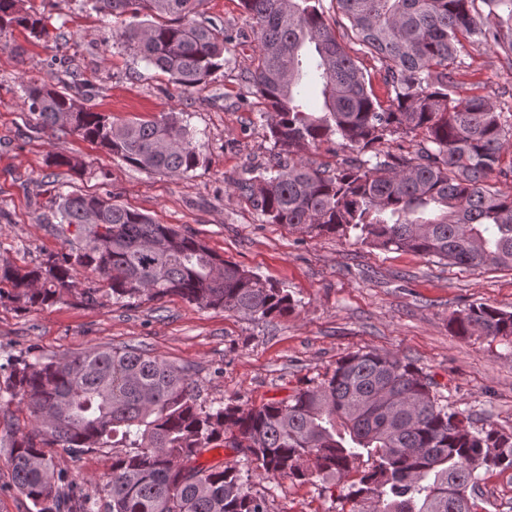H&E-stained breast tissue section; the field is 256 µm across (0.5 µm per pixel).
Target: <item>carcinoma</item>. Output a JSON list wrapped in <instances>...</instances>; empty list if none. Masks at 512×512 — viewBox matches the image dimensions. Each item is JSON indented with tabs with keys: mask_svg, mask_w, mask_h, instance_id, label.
Returning <instances> with one entry per match:
<instances>
[{
	"mask_svg": "<svg viewBox=\"0 0 512 512\" xmlns=\"http://www.w3.org/2000/svg\"><path fill=\"white\" fill-rule=\"evenodd\" d=\"M22 0H0V31L36 40L49 31ZM124 23V46L194 92L224 67L233 36L204 17L205 0H87ZM240 0L256 36L251 83L272 117L278 155L237 184L266 224L354 230L382 250L400 249L466 268H512V193L493 180L512 125L487 97H452L463 42L474 37L512 56V0ZM488 7L483 13L478 3ZM346 37L337 35L340 19ZM378 64L382 100L344 39ZM319 94L310 107L306 89ZM43 130L76 134L138 169L184 176L199 143L170 113L117 123L48 83L24 87ZM398 139V152L381 146ZM330 143L348 153L327 169L299 155ZM59 223L82 235L79 250L34 267L0 266V299L34 308L70 290L80 266L106 283L88 302L176 296L200 308L263 319L292 311L288 293L214 254L192 235L106 195L57 194ZM9 286L11 292L4 291ZM460 336L512 347V311L475 304L453 318ZM30 418L3 439L13 485L35 512H269L252 476L329 483L356 472L350 512H475L481 473L512 469V433L472 429L410 362L377 350L350 353L320 385L286 402L205 408L184 367L139 348L94 347L58 359H11L0 405ZM110 447L112 474L89 496L48 448L74 454ZM230 448L239 466H206ZM371 461L361 470V459Z\"/></svg>",
	"mask_w": 512,
	"mask_h": 512,
	"instance_id": "carcinoma-1",
	"label": "carcinoma"
}]
</instances>
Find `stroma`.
Here are the masks:
<instances>
[{"label": "stroma", "mask_w": 512, "mask_h": 512, "mask_svg": "<svg viewBox=\"0 0 512 512\" xmlns=\"http://www.w3.org/2000/svg\"><path fill=\"white\" fill-rule=\"evenodd\" d=\"M42 17L49 39L22 28L0 31V264L31 267L77 248L61 232L54 187L111 193L115 202L193 235L295 300L282 316L254 321L203 309L177 297L83 298L93 282L76 271L71 291L41 308L0 300V364L20 349L60 358L98 346H132L188 368L204 406H258L316 386L349 353L375 349L412 362L435 384L442 403L465 412L472 427L512 433V349L458 335L452 318L469 305L512 309V270L461 268L403 250H380L350 232H319L263 223L236 188L273 162L263 106L243 80L254 54L252 22L240 0H206V16L223 20L237 40L203 90L184 93L167 74L136 59L118 24L83 0H24ZM460 87L512 109V61L468 41L460 52ZM87 87V105L117 121L182 114L201 144L200 165L170 177L132 167L76 135L35 132L23 85L72 80ZM59 154L83 173L50 165ZM56 464L90 494L112 468L111 448L79 455L53 449ZM349 480L321 482L253 477L270 512H349ZM479 512H512V470L483 474Z\"/></svg>", "instance_id": "obj_1"}]
</instances>
